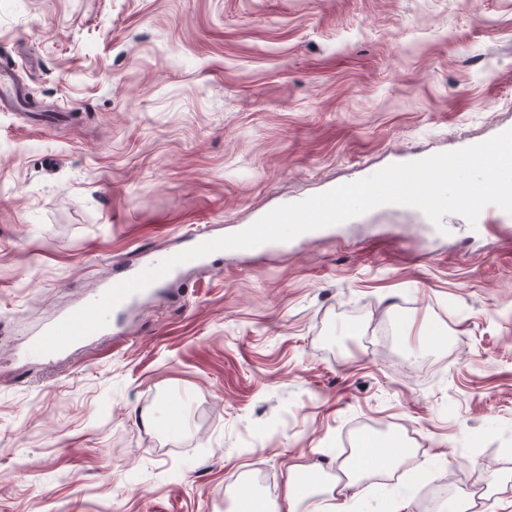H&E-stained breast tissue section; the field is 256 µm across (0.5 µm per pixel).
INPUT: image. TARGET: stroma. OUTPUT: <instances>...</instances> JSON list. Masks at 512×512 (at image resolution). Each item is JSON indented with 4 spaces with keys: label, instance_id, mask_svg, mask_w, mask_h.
<instances>
[{
    "label": "stroma",
    "instance_id": "1",
    "mask_svg": "<svg viewBox=\"0 0 512 512\" xmlns=\"http://www.w3.org/2000/svg\"><path fill=\"white\" fill-rule=\"evenodd\" d=\"M1 61L60 120L0 111V512H225L378 435L413 455L345 512H512V233L462 216L227 256L31 351L133 249L512 128V0H0Z\"/></svg>",
    "mask_w": 512,
    "mask_h": 512
}]
</instances>
